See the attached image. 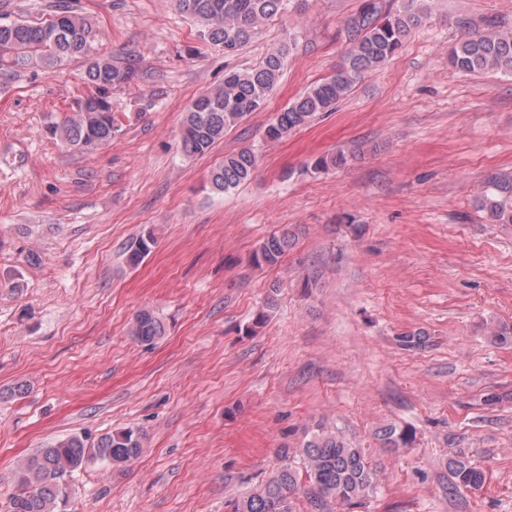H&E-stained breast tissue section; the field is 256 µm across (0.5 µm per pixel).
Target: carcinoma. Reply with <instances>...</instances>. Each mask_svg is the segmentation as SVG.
<instances>
[{
	"mask_svg": "<svg viewBox=\"0 0 512 512\" xmlns=\"http://www.w3.org/2000/svg\"><path fill=\"white\" fill-rule=\"evenodd\" d=\"M179 12L199 24L197 39L204 45L221 46L231 56L249 43L271 18L286 9L292 0H175ZM430 13L429 0H402L391 10L386 0H362L357 12L345 22L351 46L333 74L308 87L265 128L270 143L308 126L316 116L333 112L365 75L395 56L412 29L421 26ZM91 23L78 13L70 0H56L52 17L32 22L0 16V82L22 72L50 70L62 63L81 59L90 95L62 122L48 127L52 138L67 149L93 152L112 140L117 119L112 112V89L139 78L137 69L107 58L89 55ZM290 48L282 44L254 66L224 71V84L198 96L185 113L182 147L189 155L203 156L224 134L245 117L264 108L276 89L287 64ZM451 65L460 72L492 70L512 77V24L489 19L483 30L463 38L450 55ZM358 151L345 152L312 163L314 170L340 167ZM257 168L254 152L243 148L224 157L210 176L215 194L228 193L248 181ZM493 190L479 196L480 205L491 224H512V178H492ZM296 231L285 227L261 238L250 261L257 267L275 266L293 244ZM155 238L148 232L130 243L127 262L135 266L151 251ZM161 317L143 309L135 317L130 333L145 345L155 344L165 335ZM409 428L388 426L378 440L387 448L412 444ZM142 451L139 429L127 427L107 432L95 440L77 436L57 439L18 463L13 473L15 492L9 497L7 512H66L70 488L68 479L90 465L122 468L135 461ZM284 458L298 459L299 466L287 464L277 469L256 492L242 497L234 512H291L289 496L300 490L310 512H336V507L363 508L378 490V474L364 450L318 425L310 437ZM453 490H477L483 473L460 456L450 463Z\"/></svg>",
	"mask_w": 512,
	"mask_h": 512,
	"instance_id": "carcinoma-1",
	"label": "carcinoma"
}]
</instances>
